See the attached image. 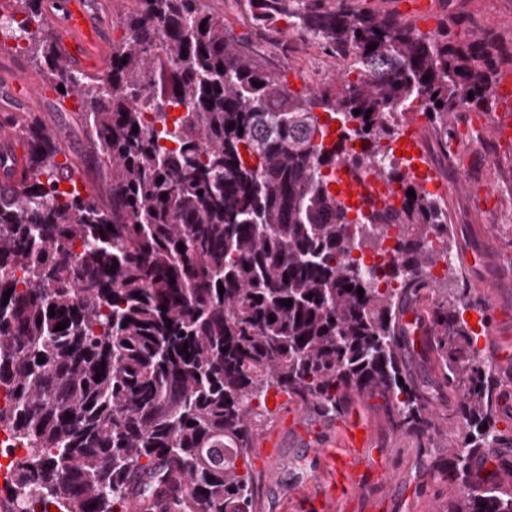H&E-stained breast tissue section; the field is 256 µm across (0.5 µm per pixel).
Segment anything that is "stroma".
Returning a JSON list of instances; mask_svg holds the SVG:
<instances>
[{"mask_svg":"<svg viewBox=\"0 0 512 512\" xmlns=\"http://www.w3.org/2000/svg\"><path fill=\"white\" fill-rule=\"evenodd\" d=\"M365 11L393 13L414 23L422 31L433 30L447 22L455 40L464 41L474 27H485L490 36H512V0H355ZM258 64L283 73L297 90L331 84L336 76L335 58L324 54L308 39H293L288 52L270 48ZM34 118L56 130L70 152L90 156L92 147L83 135L76 117L67 104L53 98L34 106ZM423 157L437 181L443 186L439 199L448 207V249L458 253L461 244L488 245V261L481 270L471 272L474 281L493 284L504 275V256H512V139L460 143L452 160H445L440 148L423 149ZM487 182L495 186L492 201H485L467 191V183ZM407 365L418 383L436 396L435 427L421 436L407 430L393 429L384 399L362 396L352 399L377 433L378 447L386 449L394 468V482L404 495L401 512H448L462 485L441 467L448 458V446L457 429L448 421L461 404L460 392L448 389L432 371L424 356L408 359ZM270 418L261 422L257 437L269 436L280 444L276 457L263 460L250 452L249 466L254 476V512H309L308 493L328 477L326 468L306 463L288 466L285 442L289 433L303 430L309 437L320 438L328 419L313 405L274 397Z\"/></svg>","mask_w":512,"mask_h":512,"instance_id":"stroma-1","label":"stroma"}]
</instances>
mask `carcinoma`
Returning a JSON list of instances; mask_svg holds the SVG:
<instances>
[{"label": "carcinoma", "mask_w": 512, "mask_h": 512, "mask_svg": "<svg viewBox=\"0 0 512 512\" xmlns=\"http://www.w3.org/2000/svg\"><path fill=\"white\" fill-rule=\"evenodd\" d=\"M131 2L115 20L123 33L110 69L90 74L61 60L40 0H17L27 25L15 50L35 55L60 98L85 102L102 180L59 190L82 160L28 113H6L24 151L19 180L17 153L0 154V382L15 394L0 429L27 445L12 484L37 486L25 512H130L133 499L141 512L161 501V512H251L247 452L272 389L330 414L378 394L395 427L431 428L433 399L406 368L402 315L408 295L437 291L421 272L439 256L421 243L448 229V211L418 193L372 213V247L385 225L406 230L387 272L402 288L379 293L346 257L350 208L319 171L346 162L411 188L377 168L396 113L425 115L446 134L454 112L495 111L512 48L484 36L457 43L446 23L425 34L354 0H236L269 41L306 37L342 62L336 85L301 94L254 67L266 47L226 38L224 16L202 0ZM145 92L192 111L150 130L135 105ZM315 107L350 124L359 155L325 142ZM160 138L177 149L160 153ZM468 294L431 300L424 354L462 392L446 472L469 485L473 454L512 448V430L496 426L494 373L470 363ZM451 512H512V490L481 486Z\"/></svg>", "instance_id": "carcinoma-1"}]
</instances>
